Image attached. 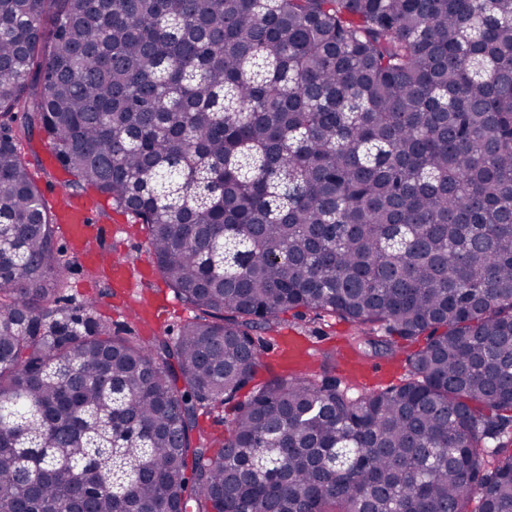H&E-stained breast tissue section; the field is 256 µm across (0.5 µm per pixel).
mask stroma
Instances as JSON below:
<instances>
[{"mask_svg": "<svg viewBox=\"0 0 512 512\" xmlns=\"http://www.w3.org/2000/svg\"><path fill=\"white\" fill-rule=\"evenodd\" d=\"M21 148L23 159L44 200H51L54 185L66 184L68 180L67 173L60 166L48 165L46 161L53 152L52 146L43 134L35 132L23 138ZM97 219L106 225L107 234L96 241L95 246L123 256L129 285L106 288L89 265L74 254L65 273L61 306L71 308L88 300L94 301L97 317L110 323L114 331L144 341L160 334L163 329L177 328L190 317L191 312L159 275L145 234L134 217L102 196L98 199ZM356 332L354 325L333 316L287 317L275 331L264 334L263 364L255 380L260 383L274 375L289 374V367L280 358V340L295 334L304 337L308 343L311 356L307 366L309 374L343 379V357L350 351L355 352L365 366L378 368L379 378L357 382L351 391L352 396L369 395L400 384L408 373L407 351L391 357L374 353L365 344L359 349H351L349 342Z\"/></svg>", "mask_w": 512, "mask_h": 512, "instance_id": "35a3bbf8", "label": "stroma"}]
</instances>
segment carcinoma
I'll return each instance as SVG.
<instances>
[{
    "label": "carcinoma",
    "mask_w": 512,
    "mask_h": 512,
    "mask_svg": "<svg viewBox=\"0 0 512 512\" xmlns=\"http://www.w3.org/2000/svg\"><path fill=\"white\" fill-rule=\"evenodd\" d=\"M142 224L146 344L70 265L11 123ZM0 512H512V0H0ZM412 345L353 397L257 330ZM275 331L262 334L264 342L263 365L258 369L255 383H261L273 375H287L294 371H308L316 377H331L338 379L343 385L350 388L353 397L372 394L392 385H398L407 376V356L417 348L416 344L408 345L394 339L396 344L405 346L396 356L375 354L370 346L362 344L353 350L347 340L355 344L352 339L356 335L357 328L347 322L341 321L334 316L316 318L313 314L303 318H294L290 313L285 317ZM295 334L303 336L308 343L310 363L303 368L292 369L286 366L280 358V340L282 336ZM357 346V345H356ZM358 347V346H357ZM353 352L355 356L366 366L375 367L383 374V379L366 381H353L356 388L351 386L344 376L343 356L347 352ZM332 354L333 358L328 356ZM231 407L232 404H227L224 405V409H216L211 413L201 415L199 417V425L216 434L224 432L233 417Z\"/></svg>",
    "instance_id": "obj_1"
}]
</instances>
